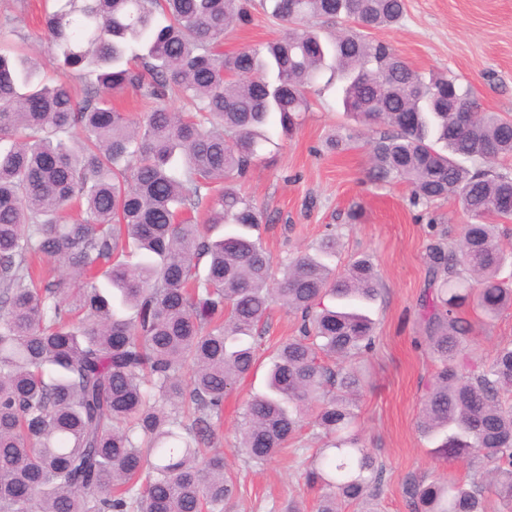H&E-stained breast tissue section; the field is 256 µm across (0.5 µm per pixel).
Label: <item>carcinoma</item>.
Returning a JSON list of instances; mask_svg holds the SVG:
<instances>
[{
    "mask_svg": "<svg viewBox=\"0 0 512 512\" xmlns=\"http://www.w3.org/2000/svg\"><path fill=\"white\" fill-rule=\"evenodd\" d=\"M56 2L44 26L58 70L96 75L80 100L0 29V512H224L237 479L209 447L274 305L298 335L275 347L234 449L264 463L308 422L330 440L305 471L315 512H375L382 465L354 427L382 280L368 255L336 270L332 231L274 264L250 234L264 212L238 188L272 132L300 125L326 69L344 111L390 127L371 140L369 180L406 184L426 210L455 198L470 217L453 237L431 221L419 310L435 371L416 429L478 470L413 479L411 512H485L488 491L512 512V342L471 360L461 312L488 323L512 308L497 235L512 173L496 169L512 118L372 36L404 0H260L288 34L230 53L224 31L253 22L252 0ZM339 19L353 26L322 39L316 22ZM129 91L150 110L113 105Z\"/></svg>",
    "mask_w": 512,
    "mask_h": 512,
    "instance_id": "obj_1",
    "label": "carcinoma"
}]
</instances>
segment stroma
Listing matches in <instances>:
<instances>
[{
    "label": "stroma",
    "instance_id": "stroma-1",
    "mask_svg": "<svg viewBox=\"0 0 512 512\" xmlns=\"http://www.w3.org/2000/svg\"><path fill=\"white\" fill-rule=\"evenodd\" d=\"M44 6L45 0H0V26L12 30L15 43L37 54L41 75L52 85L62 76L45 44ZM253 15L250 26L225 33V51L286 33V26L265 16L261 7H254ZM374 36L419 72H444L471 84L485 111L512 116V0H406L401 24L377 30ZM311 99L299 130L288 137L274 136L265 149V164L250 172L240 189L267 217L258 235L274 261L316 247L329 224L340 241L337 268L359 255H371L383 289L369 309L376 322L375 347L358 362L366 384L358 403L357 430L385 467L380 512H409L406 487L411 479L435 470L465 481L472 473L465 462L437 458L414 427L433 370L418 314V301L428 286V217L436 215L452 230L466 217L458 200L437 203L427 211L411 205L405 184L371 183L369 141L379 135V127H365L344 113L339 86L328 75H321ZM339 134L353 135L348 149L331 148L330 139ZM467 316L474 325L469 338L472 359L489 361L498 344L512 341V309L489 324L475 311ZM268 323V348L297 332V320L277 306ZM268 348L261 351L254 374L224 401L215 448L238 480V491L225 504V512H269L291 501L311 512L315 502L316 493L302 476L311 449L318 445L311 430L261 465L233 450L244 400L265 390Z\"/></svg>",
    "mask_w": 512,
    "mask_h": 512
}]
</instances>
